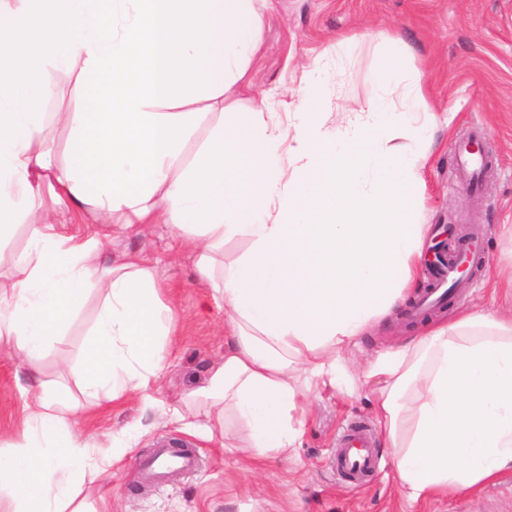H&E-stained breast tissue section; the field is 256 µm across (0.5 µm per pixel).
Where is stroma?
Instances as JSON below:
<instances>
[{
    "label": "stroma",
    "instance_id": "stroma-1",
    "mask_svg": "<svg viewBox=\"0 0 512 512\" xmlns=\"http://www.w3.org/2000/svg\"><path fill=\"white\" fill-rule=\"evenodd\" d=\"M399 36L408 52L397 62L401 72L420 71L424 94L438 118L427 188L419 206L432 231L424 250L435 248L440 228L474 231L489 265L512 263V240L501 232L512 224V0H273L266 14L261 48L252 59L248 95L229 90L224 105L232 112L253 109V95L273 96L275 119L288 126L285 105L298 101L305 73L323 62L330 79L321 91L331 103L328 123L346 125L375 94L373 72L390 58L380 30ZM343 38L354 44L336 52ZM475 137L488 153L491 171L481 194L456 180L454 147ZM110 241L103 264L131 256L156 262L168 283L164 295L174 310V332L163 350L157 406L134 396L101 401L76 419V429L96 434L100 454L110 451L107 433L132 435L112 462V512H512V473L473 495L407 502L393 474V459L381 438H374L378 466L358 483L336 469L341 432L354 425L375 427L369 387L338 376L336 387L320 388L304 419L294 460H262L256 469L239 470L224 439L206 440L176 417L187 394L205 384L211 367L224 356V301L200 284L193 254L180 248L166 224H135L119 229L99 225ZM512 303L505 289H493L475 273L464 289L449 292L447 310L461 306L501 308ZM89 298L65 335L52 339L41 360L42 380L71 385L96 316ZM409 330L401 317L381 322L348 352L362 364ZM32 381L9 349L0 348V447L13 442L26 416L24 402ZM183 441L197 457L189 472H177L164 485L143 483L141 461L162 443Z\"/></svg>",
    "mask_w": 512,
    "mask_h": 512
}]
</instances>
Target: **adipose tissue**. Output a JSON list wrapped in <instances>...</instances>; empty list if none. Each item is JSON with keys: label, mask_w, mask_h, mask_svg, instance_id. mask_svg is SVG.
Listing matches in <instances>:
<instances>
[{"label": "adipose tissue", "mask_w": 512, "mask_h": 512, "mask_svg": "<svg viewBox=\"0 0 512 512\" xmlns=\"http://www.w3.org/2000/svg\"><path fill=\"white\" fill-rule=\"evenodd\" d=\"M269 0H0V243L30 223L26 246L0 275V345L31 378L77 308L99 299L73 369L77 395L37 386L30 415L0 450L6 512H82L74 500L111 466L78 412L135 394L154 405L172 309L156 264L102 265L107 240L66 233L64 205L123 227L163 217L224 299V359L192 404L215 413L204 437L246 459H289L310 396L335 384L342 354L414 292L426 225L413 204L425 186L434 121L421 73L382 65L377 92L344 127L303 97L292 130L263 118L267 99L224 123V94L258 49ZM65 74L77 100L64 113L66 157L43 132ZM112 81V95L98 80ZM215 122L186 146L204 112ZM400 142L389 145L390 134ZM249 249L217 263L225 242ZM374 413L409 501L470 495L512 472V318L459 308L366 367Z\"/></svg>", "instance_id": "adipose-tissue-1"}]
</instances>
